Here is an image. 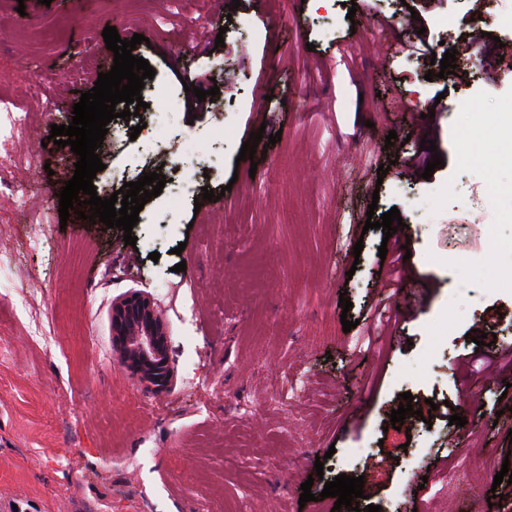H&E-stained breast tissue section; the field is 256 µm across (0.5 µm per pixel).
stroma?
<instances>
[{
	"mask_svg": "<svg viewBox=\"0 0 512 512\" xmlns=\"http://www.w3.org/2000/svg\"><path fill=\"white\" fill-rule=\"evenodd\" d=\"M382 20L409 51L386 55ZM108 25L144 35L155 76L141 117L109 123L95 187L158 170L193 188L146 203L132 246L61 222L78 157L47 141L110 71ZM452 47L439 77L431 58ZM188 83L218 85L207 111ZM2 95L31 122L0 111V164L30 162L25 204L0 184V512H331L341 474L381 512H512V483L494 482L512 370L486 364L512 345V0H0ZM425 139L442 160L427 179L410 166ZM372 204L408 227L413 274L390 289ZM133 291L169 327L162 393L112 349V304ZM397 302L417 310L366 319Z\"/></svg>",
	"mask_w": 512,
	"mask_h": 512,
	"instance_id": "stroma-1",
	"label": "stroma"
}]
</instances>
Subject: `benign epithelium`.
I'll return each mask as SVG.
<instances>
[{
    "mask_svg": "<svg viewBox=\"0 0 512 512\" xmlns=\"http://www.w3.org/2000/svg\"><path fill=\"white\" fill-rule=\"evenodd\" d=\"M112 348L146 388L160 392L175 383L169 329L151 295L135 291L112 304Z\"/></svg>",
    "mask_w": 512,
    "mask_h": 512,
    "instance_id": "benign-epithelium-1",
    "label": "benign epithelium"
}]
</instances>
